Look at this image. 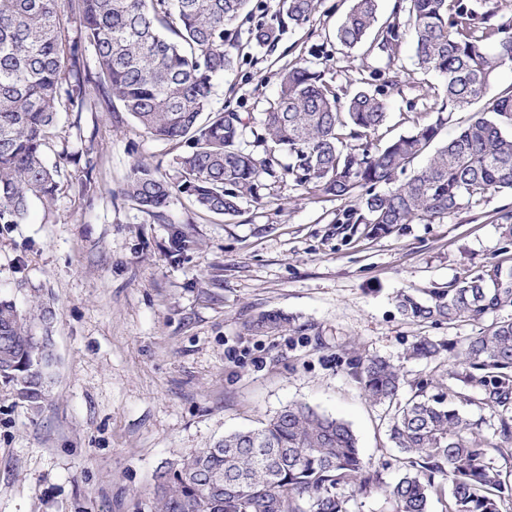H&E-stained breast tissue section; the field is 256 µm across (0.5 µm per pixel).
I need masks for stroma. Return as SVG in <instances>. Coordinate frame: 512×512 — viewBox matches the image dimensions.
<instances>
[{
	"mask_svg": "<svg viewBox=\"0 0 512 512\" xmlns=\"http://www.w3.org/2000/svg\"><path fill=\"white\" fill-rule=\"evenodd\" d=\"M349 6L320 0L275 50L240 43L236 71L216 82L214 107L260 118L283 66L303 58L339 91L382 90L391 133L409 131L410 103L442 80L417 67L408 45L395 61L397 88L371 80L383 59L333 39ZM55 134L48 161L65 146L92 151L97 191L87 196L67 174L52 207L35 202L25 223L0 224V298L24 308L38 290L53 310L56 357L40 412L0 383V512H151L159 472L296 402L347 421L364 460L396 481L389 412L364 399L348 363L356 353L378 356L410 382L445 381L447 364L407 351L423 337L462 341L475 326L410 321L394 297L447 287L492 262L512 267L499 220L512 192L378 237L339 223L348 201L288 181L223 217L177 192L161 222L116 192L137 161L179 181L182 147L153 138L126 112H62ZM181 226L194 243L176 255L171 235ZM270 310L298 318L305 331H245ZM459 409L482 430L488 460L512 470L498 415L477 403Z\"/></svg>",
	"mask_w": 512,
	"mask_h": 512,
	"instance_id": "obj_1",
	"label": "stroma"
}]
</instances>
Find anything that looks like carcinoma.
Masks as SVG:
<instances>
[{
	"mask_svg": "<svg viewBox=\"0 0 512 512\" xmlns=\"http://www.w3.org/2000/svg\"><path fill=\"white\" fill-rule=\"evenodd\" d=\"M0 0V224H21L29 204H54L66 165L82 164V189L95 193L97 160L62 148L48 164L45 149L60 111L128 112L152 136L185 143L181 183L133 163L117 195L164 217L173 191L202 211L233 216L261 199L269 178L285 177L308 194L350 200L345 224L380 235L416 220L433 221L490 192L512 191V86L492 93L512 69V26L474 0H398L394 21L378 24V0H352L336 42L370 49L394 65L411 31L419 67L443 79L440 93L412 130L385 145L374 136L388 121L384 99L366 90L341 97L304 59L282 70L277 99L252 118L212 106L214 82L234 71L251 0ZM317 0H282L275 16L247 29V43L272 49L286 28L310 22ZM472 113L458 135L438 142L444 114ZM264 147L249 149V136ZM292 163L278 173L275 151ZM426 165L406 173L418 157ZM401 314L413 322H468L476 334L445 346L424 337L410 356L437 361L451 353L453 385L425 387L402 398L404 375L390 362L356 357L350 373L371 402L394 408L390 439L404 454L394 483L365 462L342 419L304 403L283 407L261 427L224 436L159 477L155 512H348V491H381L391 512H506L512 471L487 460L485 438L448 404L474 391L500 416L499 436L512 453V268L490 263L476 275L423 299L401 291ZM46 305L21 310L0 299V380L40 409L53 365L50 338H40ZM302 324L277 311L245 324L255 334Z\"/></svg>",
	"mask_w": 512,
	"mask_h": 512,
	"instance_id": "carcinoma-1",
	"label": "carcinoma"
}]
</instances>
